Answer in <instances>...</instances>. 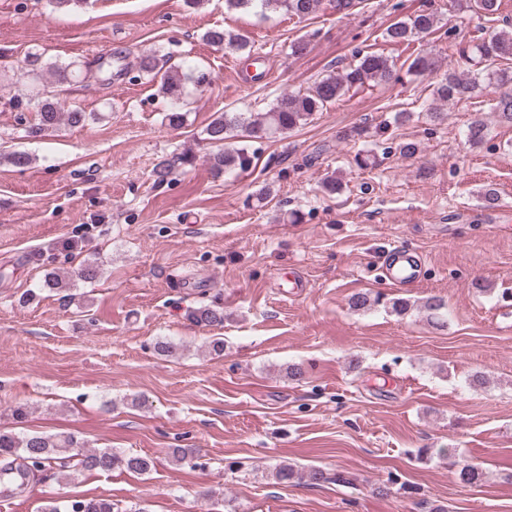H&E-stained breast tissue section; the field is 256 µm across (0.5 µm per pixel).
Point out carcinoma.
I'll list each match as a JSON object with an SVG mask.
<instances>
[{
    "instance_id": "carcinoma-1",
    "label": "carcinoma",
    "mask_w": 512,
    "mask_h": 512,
    "mask_svg": "<svg viewBox=\"0 0 512 512\" xmlns=\"http://www.w3.org/2000/svg\"><path fill=\"white\" fill-rule=\"evenodd\" d=\"M321 0H225L229 10H246L260 7L263 12H284L290 16L304 19L315 13ZM438 23L437 15L422 11L406 20L396 22L387 28L386 40L394 45L412 42L416 37L428 34ZM203 39L217 47L227 48L235 53H250L252 45L247 36L225 30L210 29ZM473 51L480 60L493 63L512 59V30H501L489 34L474 45ZM141 72L159 80V92L175 100L165 120L171 128L182 125L184 115L177 100L181 99L183 86L191 82L204 87L210 84V74L197 67L185 72L179 66H171L165 71L157 70L156 57L146 55L140 58ZM396 79L395 64L388 57L366 52L360 55L356 63L339 73L325 76L314 84L309 91L285 92L280 95L265 112H254L245 118L240 112L224 111L215 116L208 124L205 133L212 144L220 149L210 157L211 168L217 174L234 176L247 170L252 162L247 148H229L226 141L235 137L264 139L275 134H287L306 124L315 113L353 88H362L370 82L388 84ZM486 88L480 77L459 72L450 66L441 76L433 89L436 98L445 103L468 99ZM88 116L78 108L64 109L59 102L44 99L39 104L36 123L29 134L54 129L62 123L72 126L85 123ZM385 305L398 316L410 313L412 304L402 298L388 301L383 296L358 293L350 300V307L356 310L369 309ZM446 304L438 297H429L415 306L432 323L444 322ZM191 318L205 326L224 324V310L219 307L203 306L191 313ZM154 468V459L149 455L127 454L112 448H91L80 445L72 435L28 434L19 436L0 429V476L6 480L28 481L36 473L55 471L70 480H76L87 472H110L115 469L144 475ZM278 484L304 481L311 486H319L331 481L343 482L345 478L338 474L331 477L319 468L311 467L306 471L296 469L286 461L277 464L270 472ZM457 477L464 484H477L483 480L480 466L465 462L459 466ZM115 504L108 498H75L63 505L49 502L41 512H114Z\"/></svg>"
}]
</instances>
